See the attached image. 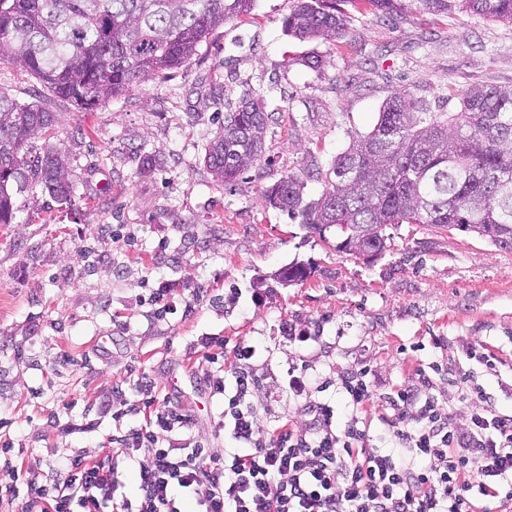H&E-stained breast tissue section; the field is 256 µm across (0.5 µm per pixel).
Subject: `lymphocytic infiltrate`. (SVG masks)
<instances>
[{
  "label": "lymphocytic infiltrate",
  "mask_w": 512,
  "mask_h": 512,
  "mask_svg": "<svg viewBox=\"0 0 512 512\" xmlns=\"http://www.w3.org/2000/svg\"><path fill=\"white\" fill-rule=\"evenodd\" d=\"M214 370L211 393L222 396L217 428L224 455L190 439L176 447L170 436L190 430L179 407L153 396L130 408L142 421L113 437V449L99 459L62 461L54 477L31 479V467L8 457L0 462L12 481L0 485V503L23 499L25 512H181V499L194 512H512V415L488 407L482 388L466 394L471 413L465 426L451 423L447 406L430 393L429 377L419 385L374 394L369 369L350 370L335 385L350 408L344 427L335 409L313 400L306 369L290 367L289 396L301 401L305 427L260 420L250 398L259 381L251 371L254 345L220 336L201 340ZM381 407L379 430L365 419ZM389 436L387 446L376 434ZM137 465V491L127 495L119 461Z\"/></svg>",
  "instance_id": "f902f5d3"
}]
</instances>
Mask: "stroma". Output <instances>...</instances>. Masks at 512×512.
<instances>
[{
  "mask_svg": "<svg viewBox=\"0 0 512 512\" xmlns=\"http://www.w3.org/2000/svg\"><path fill=\"white\" fill-rule=\"evenodd\" d=\"M296 2L256 0L187 65L88 111L0 62V91L57 118L29 141L28 158L65 153L75 184L60 201L28 183L14 222L0 224V437L39 476L65 456H103L133 426L115 408L138 403L144 377L219 452L222 399L206 386L204 336L257 346L251 402L271 428L304 419L284 388L293 365L343 417L344 398L320 389L337 372L369 368L380 394L434 363L446 372L431 392L455 424L468 421L460 393L469 384L512 414V252L472 233L395 224L388 252L369 264L338 251L335 232L319 238L264 199L281 177L330 163L370 132L393 93L456 112L472 86L511 85L512 23L471 12L392 23L353 11L342 40L301 41L283 27ZM309 55L324 66L307 67ZM246 91L271 117L266 149L227 187L205 148L223 121L220 102ZM295 263L311 265V277L276 283ZM165 284L178 291V311L160 317L149 291ZM285 324L318 339L290 341ZM480 344L497 356L494 369L470 359Z\"/></svg>",
  "mask_w": 512,
  "mask_h": 512,
  "instance_id": "stroma-1",
  "label": "stroma"
}]
</instances>
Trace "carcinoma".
I'll use <instances>...</instances> for the list:
<instances>
[{
  "instance_id": "cac0c4a2",
  "label": "carcinoma",
  "mask_w": 512,
  "mask_h": 512,
  "mask_svg": "<svg viewBox=\"0 0 512 512\" xmlns=\"http://www.w3.org/2000/svg\"><path fill=\"white\" fill-rule=\"evenodd\" d=\"M255 0H0V62L21 66L78 110L97 108L141 82L188 63L224 23L251 13ZM391 19L465 9L512 22V0H297L284 20L298 39L338 41L345 7ZM224 121L205 152L216 180L233 185L265 150L269 115L248 94L224 103ZM55 114L0 92V224L15 219V191L34 179L66 200L68 163L50 150L32 166L25 143L49 131ZM322 180L317 199L306 182ZM270 206L366 261L381 259L392 224H427L475 233L512 251V84L473 86L458 112H433L407 92L390 96L377 123L352 138L326 170L291 173L265 192ZM293 264L279 284L311 277Z\"/></svg>"
}]
</instances>
